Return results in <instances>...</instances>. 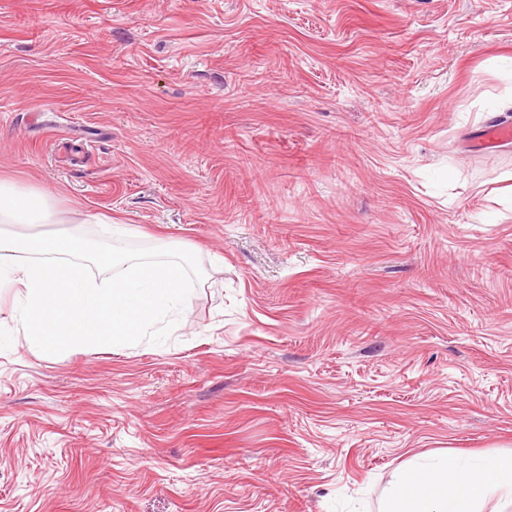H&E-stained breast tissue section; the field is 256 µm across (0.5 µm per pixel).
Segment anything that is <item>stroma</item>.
I'll return each instance as SVG.
<instances>
[{"label":"stroma","instance_id":"1","mask_svg":"<svg viewBox=\"0 0 512 512\" xmlns=\"http://www.w3.org/2000/svg\"><path fill=\"white\" fill-rule=\"evenodd\" d=\"M512 0H0V178L182 244L159 344L32 352L0 512H378L512 452ZM512 142V119H499L489 122L479 137L480 145Z\"/></svg>","mask_w":512,"mask_h":512}]
</instances>
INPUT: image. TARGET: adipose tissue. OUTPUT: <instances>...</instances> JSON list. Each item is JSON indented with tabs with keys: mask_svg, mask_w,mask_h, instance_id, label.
Here are the masks:
<instances>
[{
	"mask_svg": "<svg viewBox=\"0 0 512 512\" xmlns=\"http://www.w3.org/2000/svg\"><path fill=\"white\" fill-rule=\"evenodd\" d=\"M512 505V453H436L399 468L379 512H483L488 500Z\"/></svg>",
	"mask_w": 512,
	"mask_h": 512,
	"instance_id": "1",
	"label": "adipose tissue"
}]
</instances>
